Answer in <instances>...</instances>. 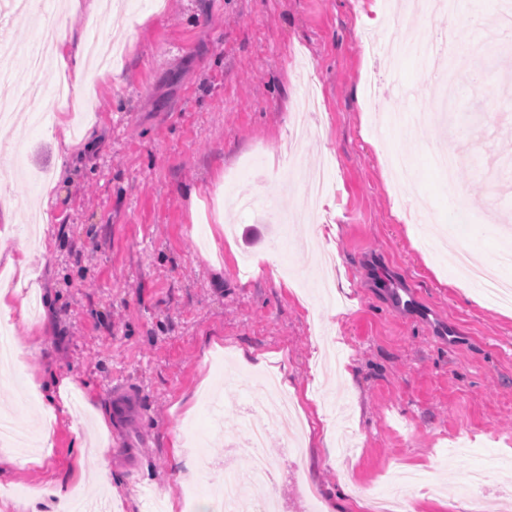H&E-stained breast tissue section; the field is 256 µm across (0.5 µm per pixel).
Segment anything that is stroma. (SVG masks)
<instances>
[{"label": "stroma", "instance_id": "35a3bbf8", "mask_svg": "<svg viewBox=\"0 0 512 512\" xmlns=\"http://www.w3.org/2000/svg\"><path fill=\"white\" fill-rule=\"evenodd\" d=\"M360 0H112L98 26L123 51L79 99L46 95L40 112L18 117L17 141H0V236L24 243L41 211L50 255L33 253L14 301L52 295L56 310L13 321L15 361L29 379L0 380V408L22 427L48 432L45 447L0 443V459L26 458L0 474V512H58L56 486L96 503L81 476L95 468L98 419L121 480L120 512H147L137 494L151 486L168 512L184 459L203 477L244 435L246 410L277 411L258 378L273 372L315 422L299 453L271 434L266 454L283 512H325L388 493L396 473L419 472L434 496L415 512H464L469 474L490 488L512 486V317L478 287L458 288L453 256L492 263L508 240L494 215L512 219V81L498 76L500 107L390 126L409 102L431 109L429 67L410 53L385 67L380 43L435 35L441 16L408 13L406 25L363 29ZM74 38L83 14L59 16ZM133 34H125L126 23ZM58 26L0 13L13 43L14 71L28 48ZM78 128L71 147L58 120ZM406 150L412 187L398 191L382 162L385 147ZM461 159L457 188L444 185L429 147ZM324 170L332 207L316 220L305 173ZM336 226L342 276L320 288L322 244L306 226ZM277 256L278 272L264 262ZM409 288L403 308L391 287ZM263 355L264 367L240 362ZM353 379L344 382L341 369ZM69 413L44 420L24 396L49 377ZM348 428L356 457L327 465L325 431ZM186 433L174 452V433Z\"/></svg>", "mask_w": 512, "mask_h": 512}]
</instances>
